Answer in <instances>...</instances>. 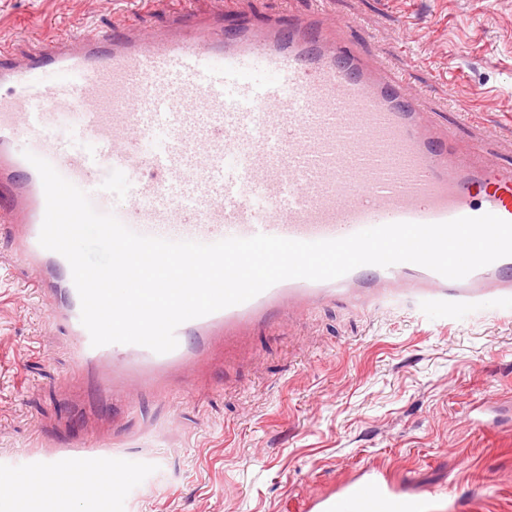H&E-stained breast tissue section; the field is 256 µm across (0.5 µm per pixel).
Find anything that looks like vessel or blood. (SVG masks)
<instances>
[{"mask_svg":"<svg viewBox=\"0 0 512 512\" xmlns=\"http://www.w3.org/2000/svg\"><path fill=\"white\" fill-rule=\"evenodd\" d=\"M28 151L87 191L97 211L170 240L319 241L486 213L512 221V163L459 150L422 95L327 14L288 26L245 20L229 37L179 12L158 30L123 22L58 33L20 60L0 47V223L15 265L73 341L72 382H92L102 407L129 411L147 394L173 403L207 389L217 349L239 351L253 328L328 303L408 300L459 318L499 300L512 314V256L461 280L414 263L364 265L334 280H283L186 321L165 354L92 346L68 261L39 244L46 201ZM134 473L106 435L23 449L0 462V512H71L76 502L112 512ZM305 509L429 512L426 495L375 461Z\"/></svg>","mask_w":512,"mask_h":512,"instance_id":"vessel-or-blood-1","label":"vessel or blood"}]
</instances>
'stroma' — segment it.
Listing matches in <instances>:
<instances>
[{
    "label": "stroma",
    "mask_w": 512,
    "mask_h": 512,
    "mask_svg": "<svg viewBox=\"0 0 512 512\" xmlns=\"http://www.w3.org/2000/svg\"><path fill=\"white\" fill-rule=\"evenodd\" d=\"M178 0H0V44L17 55L41 34L119 20L166 23ZM238 21L289 20L315 0H190ZM353 23L366 52L423 90L446 122L484 115L489 150L512 159V0H326ZM71 339L23 284L0 234V457L56 446L87 429L117 433L148 456L125 512H305L314 492L375 460L440 491L435 507L512 512V318L494 309L445 326L405 303L322 307L301 321L256 327L249 352L216 365L212 390L179 406L142 399L113 429L112 414L80 420L91 391L74 389ZM500 406L483 427L482 399Z\"/></svg>",
    "instance_id": "35a3bbf8"
}]
</instances>
